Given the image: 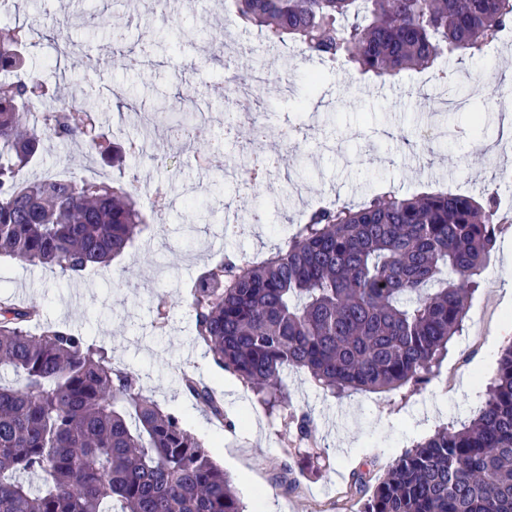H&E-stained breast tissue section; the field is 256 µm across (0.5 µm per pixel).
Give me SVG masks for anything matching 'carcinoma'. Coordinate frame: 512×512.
<instances>
[{
	"label": "carcinoma",
	"mask_w": 512,
	"mask_h": 512,
	"mask_svg": "<svg viewBox=\"0 0 512 512\" xmlns=\"http://www.w3.org/2000/svg\"><path fill=\"white\" fill-rule=\"evenodd\" d=\"M271 41L299 44L320 70L352 67L385 80L444 58L481 56L512 29V0H234ZM40 31L0 36V71L24 70ZM61 106L35 117L31 107ZM61 88L0 82V256L75 277L106 267L145 223L133 183L24 174L44 140L82 144L120 168L123 147ZM275 157L243 165L262 181ZM495 193L449 188L378 192L358 206L309 211L260 262L221 256L188 285L196 339L223 369L311 443L284 375L304 371L330 394L414 388L439 371L463 326L502 226ZM34 308L0 302V512H245L224 469L177 416L112 367L103 347L68 326L30 329ZM210 415L224 405L186 376ZM361 512H512V343L482 406L395 458Z\"/></svg>",
	"instance_id": "obj_1"
}]
</instances>
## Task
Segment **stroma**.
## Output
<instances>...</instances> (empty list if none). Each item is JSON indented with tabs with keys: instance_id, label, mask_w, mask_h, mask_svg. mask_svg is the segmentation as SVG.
<instances>
[{
	"instance_id": "obj_1",
	"label": "stroma",
	"mask_w": 512,
	"mask_h": 512,
	"mask_svg": "<svg viewBox=\"0 0 512 512\" xmlns=\"http://www.w3.org/2000/svg\"><path fill=\"white\" fill-rule=\"evenodd\" d=\"M10 25H39L44 35L28 49L29 75L60 84L94 111L114 143L144 137L149 154L127 158L123 169L95 153L46 141L31 176L66 168L76 177L138 180L142 189L165 191L167 206L147 211L148 227L108 267L68 279L59 272L0 258V301L36 308L42 322L67 325L88 343L104 347L114 368L133 372L143 393L185 421L224 468L253 512L266 497L277 512H360L350 489L353 474L376 485L388 465L413 443L442 426L468 422L479 409L499 353L508 343L512 292L494 280L512 257V225L499 236L490 265L474 293L464 327L448 346L435 376L415 391L323 393L308 375L292 371V401L309 414L328 466L312 467L305 445H284L283 422L270 414L236 376L211 360L194 335L186 285L220 254L264 257L300 214L323 202L357 204L376 189L402 195L448 185L483 194L492 175L512 171V136L492 86L512 78V38L476 60L451 62L452 79L467 88L471 111L448 112L440 101L449 87L429 71H405L385 85L341 69L326 75L318 94L306 98L307 76L317 69L292 42H269L254 27L225 13L224 0H169L154 11L150 0H15ZM142 64L128 69L123 57ZM263 70L261 109L224 130L225 80ZM145 111L156 103L207 114L210 135L223 139L225 166H240L253 151L277 157L271 175L254 187L219 181L197 168L198 142L164 141L142 125L124 103ZM266 125V142L252 141V124ZM299 136L283 142L281 130ZM264 221L249 223L253 209ZM243 224L235 236L228 224ZM165 298L168 317L156 324ZM209 387L224 403L227 420L211 415L182 388L183 376Z\"/></svg>"
}]
</instances>
